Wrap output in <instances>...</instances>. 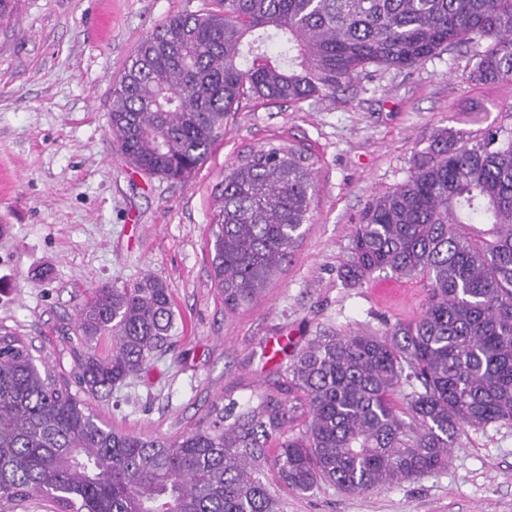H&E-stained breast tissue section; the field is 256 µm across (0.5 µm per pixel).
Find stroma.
<instances>
[{"mask_svg":"<svg viewBox=\"0 0 512 512\" xmlns=\"http://www.w3.org/2000/svg\"><path fill=\"white\" fill-rule=\"evenodd\" d=\"M205 3L11 0L0 15V336L32 345L80 392L86 346L74 325L84 298L101 283L161 277L175 311L171 349L84 400L112 427L170 438L205 425L213 405L255 400L316 337L417 317L420 280L345 282L351 229L456 113L481 106L486 125L512 104V81L475 84L469 55L457 52L368 74L333 99L243 101L192 178H149L113 146L112 85L167 17ZM278 136L303 141L317 160L313 222L261 301L230 312L205 246L213 193L242 150ZM266 478L280 512H512V427L465 430L447 468L374 491L299 492Z\"/></svg>","mask_w":512,"mask_h":512,"instance_id":"obj_1","label":"stroma"}]
</instances>
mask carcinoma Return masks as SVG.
<instances>
[{"instance_id": "cac0c4a2", "label": "carcinoma", "mask_w": 512, "mask_h": 512, "mask_svg": "<svg viewBox=\"0 0 512 512\" xmlns=\"http://www.w3.org/2000/svg\"><path fill=\"white\" fill-rule=\"evenodd\" d=\"M462 47L472 81H512V0H211L134 48L112 88V142L143 174L185 181L246 98L333 97L371 68L406 70ZM315 165L279 137L224 170L206 247L225 310L254 306L290 261ZM376 273L423 281L421 314L313 341L256 405L215 406L207 426L175 439L110 427L31 346L0 336V501L277 512L263 464L292 490L366 491L443 470L465 429L512 427L511 105L465 137L438 129L409 176L367 200L343 276L356 285ZM173 325L156 275L92 289L75 323L80 385L110 392L140 375ZM104 336L112 350L101 355L91 342ZM403 384L412 392L400 404Z\"/></svg>"}]
</instances>
